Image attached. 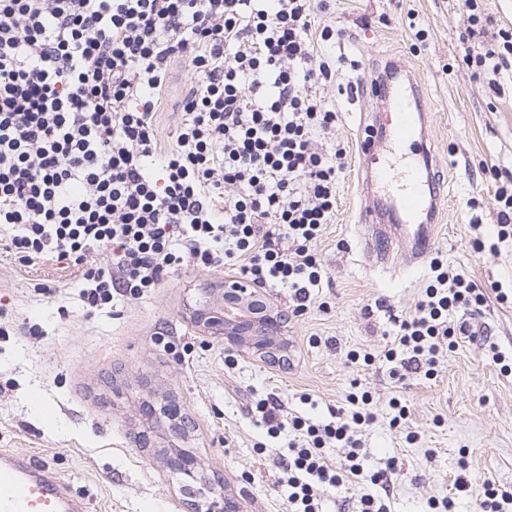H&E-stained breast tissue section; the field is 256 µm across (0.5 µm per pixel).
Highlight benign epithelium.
Wrapping results in <instances>:
<instances>
[{
  "label": "benign epithelium",
  "instance_id": "7a95c632",
  "mask_svg": "<svg viewBox=\"0 0 512 512\" xmlns=\"http://www.w3.org/2000/svg\"><path fill=\"white\" fill-rule=\"evenodd\" d=\"M221 305L192 309L195 324L204 332L224 339L231 347L245 348L262 359H274L285 351L283 345L284 310L271 304L260 289L231 277L224 278L218 289ZM168 465L191 482H202L197 460L184 449L160 448Z\"/></svg>",
  "mask_w": 512,
  "mask_h": 512
}]
</instances>
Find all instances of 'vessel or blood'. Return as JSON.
<instances>
[{
	"label": "vessel or blood",
	"mask_w": 512,
	"mask_h": 512,
	"mask_svg": "<svg viewBox=\"0 0 512 512\" xmlns=\"http://www.w3.org/2000/svg\"><path fill=\"white\" fill-rule=\"evenodd\" d=\"M365 91L387 105L386 142L371 134L360 143L366 250L384 260L404 239L410 259L417 261L435 247L444 206L425 133L428 115L418 85L383 77L371 80ZM0 512H87V506L68 493L49 467L1 448Z\"/></svg>",
	"instance_id": "obj_1"
}]
</instances>
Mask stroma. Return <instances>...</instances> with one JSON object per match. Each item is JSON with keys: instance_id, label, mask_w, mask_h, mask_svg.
<instances>
[{"instance_id": "1", "label": "stroma", "mask_w": 512, "mask_h": 512, "mask_svg": "<svg viewBox=\"0 0 512 512\" xmlns=\"http://www.w3.org/2000/svg\"><path fill=\"white\" fill-rule=\"evenodd\" d=\"M467 14L466 0H328L316 10L315 60L331 77L312 94L337 120L314 141L343 149L345 159L336 212L316 245L322 286L307 313L287 324V361L228 349L194 325L191 307L237 268L187 264L151 295L120 296L90 314L79 297L81 269L47 257L22 266L0 245V448L50 467L88 512H194L205 496L157 453L168 420L142 411L172 399L191 424L183 446L212 486L227 488L244 512H292L280 466L289 435L270 437L257 403L274 398L327 423L359 389L370 392L375 415L359 435L365 465L374 471L395 461L390 512H428L431 500L450 495L458 512H470L488 481L512 492V238L498 240L496 226V190L512 183V72L465 60L475 43ZM325 28L334 32L327 41ZM392 62L421 85L445 179L431 258L463 270L487 296L454 312L457 320L480 319L485 332L460 337L431 380L397 381L382 359L392 341L388 315L414 311L435 277L431 259L408 265L397 251L387 264L370 259L358 225L359 143L380 108L361 87ZM194 81L187 58L171 61L155 107L161 146L174 144L180 102ZM353 350L374 355L373 365L352 363ZM496 352L502 363L493 361ZM394 398L409 407L396 427ZM462 472L469 489L459 495Z\"/></svg>"}]
</instances>
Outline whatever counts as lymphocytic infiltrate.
I'll return each instance as SVG.
<instances>
[{
	"label": "lymphocytic infiltrate",
	"mask_w": 512,
	"mask_h": 512,
	"mask_svg": "<svg viewBox=\"0 0 512 512\" xmlns=\"http://www.w3.org/2000/svg\"><path fill=\"white\" fill-rule=\"evenodd\" d=\"M312 0H0V229L19 262L83 266L91 310L139 299L183 263L237 267L285 288L306 313L324 271L315 246L336 211L341 150L315 146L336 114L308 92L329 76L314 62ZM189 57L197 80L176 141L159 151L155 95L168 65ZM467 60L512 68V30ZM112 254L111 265L97 255ZM413 314L390 315V376L433 378L462 333L452 312L486 297L461 270L434 264ZM369 392L324 425L258 404L269 435L292 429L288 497L318 512L320 487L369 480L357 437ZM346 454L333 467L327 441Z\"/></svg>",
	"instance_id": "lymphocytic-infiltrate-1"
}]
</instances>
